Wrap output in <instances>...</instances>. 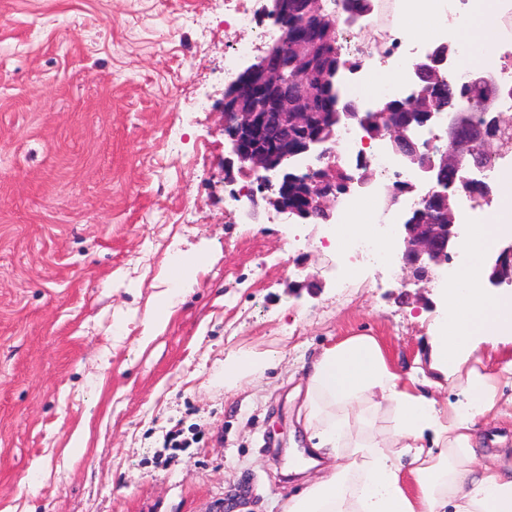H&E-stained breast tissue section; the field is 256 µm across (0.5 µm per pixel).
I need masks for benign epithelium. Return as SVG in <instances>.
Segmentation results:
<instances>
[{
    "mask_svg": "<svg viewBox=\"0 0 512 512\" xmlns=\"http://www.w3.org/2000/svg\"><path fill=\"white\" fill-rule=\"evenodd\" d=\"M265 16L276 27L278 35L257 62L247 67L229 83L222 102L224 136L230 142L229 155L224 157V173L235 168L256 177L258 190H244L238 195L242 209L252 212L257 206V193L269 206L290 218L300 219L303 214H320L330 220L336 212L340 194L336 193V179L317 174L304 177L289 171L288 158L297 161L304 157L323 158L330 154L336 132L328 141L311 139L299 149L285 135L273 142L268 140L269 124L277 118L282 127L290 131L307 127L315 119L307 110L306 101L315 88L336 78V72L327 69L302 70L293 75L286 73L274 54V48L289 41L309 55L314 54L316 44H336V22L323 19L315 25H304L292 32L282 24L288 15L289 0H269ZM449 57L429 55L415 64L417 81L409 93L410 100L424 101L436 96L439 82L446 80ZM338 120L367 128L373 122L378 132L373 137L387 139L396 151L406 158L408 165L416 169L421 182L429 186L422 197L419 224H401L392 244L401 252L403 266L417 282H429L435 269L451 259V250L460 237L457 224L434 223L432 204L437 199L453 203L456 192L452 187L461 185L469 194L487 199L492 188L466 176V170L480 168L492 153L498 140L501 116L493 113L492 98L475 97L464 112L427 107V111L415 114L405 122H393L387 114L360 111L351 103L341 106ZM418 125L447 127L448 146L440 160L435 162L421 155L410 131ZM369 182L368 174L350 168L342 180L343 193H351ZM296 184L304 189L306 206L298 209L288 202V186ZM489 266L492 273L489 283L501 286L512 283V240L503 244L498 253L491 255Z\"/></svg>",
    "mask_w": 512,
    "mask_h": 512,
    "instance_id": "1",
    "label": "benign epithelium"
}]
</instances>
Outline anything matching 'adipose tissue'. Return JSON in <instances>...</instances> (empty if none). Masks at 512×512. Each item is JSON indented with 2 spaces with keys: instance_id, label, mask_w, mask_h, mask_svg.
Wrapping results in <instances>:
<instances>
[{
  "instance_id": "1",
  "label": "adipose tissue",
  "mask_w": 512,
  "mask_h": 512,
  "mask_svg": "<svg viewBox=\"0 0 512 512\" xmlns=\"http://www.w3.org/2000/svg\"><path fill=\"white\" fill-rule=\"evenodd\" d=\"M497 0H475L458 38L478 45L463 58L477 68L499 31ZM505 207L459 238L467 258L444 291L448 316L436 327L430 366L450 392L430 393L431 379L401 374L372 336H351L323 351L307 370L303 425L319 455L336 463L288 502L287 512H512V464L476 461L479 419L503 417L505 387H512V300L484 291L485 256L498 245L500 224L512 220V185ZM381 437L361 431L378 417Z\"/></svg>"
}]
</instances>
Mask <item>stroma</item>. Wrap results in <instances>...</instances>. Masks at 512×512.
<instances>
[{
  "mask_svg": "<svg viewBox=\"0 0 512 512\" xmlns=\"http://www.w3.org/2000/svg\"><path fill=\"white\" fill-rule=\"evenodd\" d=\"M1 15L0 512H284L305 365L367 334L400 371L428 369L441 285L398 263L340 288L320 225L263 203L233 223L224 44L250 34L225 28L224 0H0ZM175 265L176 304L143 341ZM243 351L278 362L226 390Z\"/></svg>",
  "mask_w": 512,
  "mask_h": 512,
  "instance_id": "stroma-1",
  "label": "stroma"
}]
</instances>
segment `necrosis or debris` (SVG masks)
Listing matches in <instances>:
<instances>
[{"mask_svg":"<svg viewBox=\"0 0 512 512\" xmlns=\"http://www.w3.org/2000/svg\"><path fill=\"white\" fill-rule=\"evenodd\" d=\"M249 2L224 0L227 26L247 29L253 34L250 42L227 46V54L234 59L233 65L224 70V78L228 81L242 72L251 63L254 51L269 43L274 35V29L262 9L251 8ZM331 2L337 23L346 32L349 49L359 62L352 88L367 84L372 68L384 69L389 74L387 83L377 95L369 97V104H376L380 99L403 97L414 80L415 62L432 52L434 46H448L458 58L472 51L471 46L460 43L457 38L469 18L471 0H431L434 42L430 45L415 42L409 34L406 19L410 0H371L369 12L354 18L345 11L343 0ZM494 22L500 30V38L495 49L486 54L483 72L497 89L495 110L508 113L512 111V6L495 16ZM336 141L340 163L351 166L366 164L377 172L378 178L341 197L337 203L338 217L369 214L368 232L346 238L337 225L330 224L326 227L325 238L337 245L350 264L391 266L395 260L392 241L396 227L404 223L418 199L406 197L389 207L385 204V194L395 185L416 182L417 174L387 142L368 146L362 128L340 125L336 129Z\"/></svg>","mask_w":512,"mask_h":512,"instance_id":"4bbe7bcc","label":"necrosis or debris"}]
</instances>
